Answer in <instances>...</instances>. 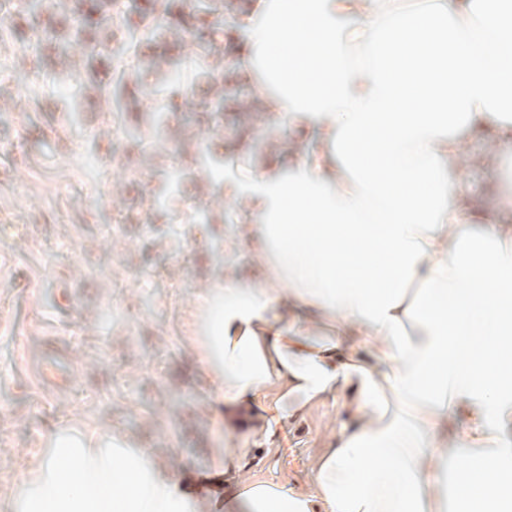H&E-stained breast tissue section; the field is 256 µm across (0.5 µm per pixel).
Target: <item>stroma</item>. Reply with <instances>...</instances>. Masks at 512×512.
I'll return each instance as SVG.
<instances>
[{"label": "stroma", "instance_id": "1", "mask_svg": "<svg viewBox=\"0 0 512 512\" xmlns=\"http://www.w3.org/2000/svg\"><path fill=\"white\" fill-rule=\"evenodd\" d=\"M30 67L19 44L0 42V497L68 420L121 428L178 477L235 495L212 464L220 419L183 336L196 290L231 271L258 277L249 252L224 249L237 214L190 220L196 189L212 187L200 175L171 202L178 223H139L176 141L160 155L115 156L124 133L106 120L108 100L72 99L69 75ZM345 417L331 401L284 427L240 413L242 464L309 487L325 426Z\"/></svg>", "mask_w": 512, "mask_h": 512}]
</instances>
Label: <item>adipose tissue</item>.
Returning <instances> with one entry per match:
<instances>
[{"label": "adipose tissue", "instance_id": "1", "mask_svg": "<svg viewBox=\"0 0 512 512\" xmlns=\"http://www.w3.org/2000/svg\"><path fill=\"white\" fill-rule=\"evenodd\" d=\"M241 70L303 150L223 174L240 203L224 248L262 279L204 286L186 340L235 440L270 395L284 424L339 402L304 491L212 459L225 512H438L437 467L471 450L451 512H512V178L465 200L477 129L512 160V0H252ZM463 416L453 434L449 417ZM0 512H214L126 434L42 442Z\"/></svg>", "mask_w": 512, "mask_h": 512}]
</instances>
